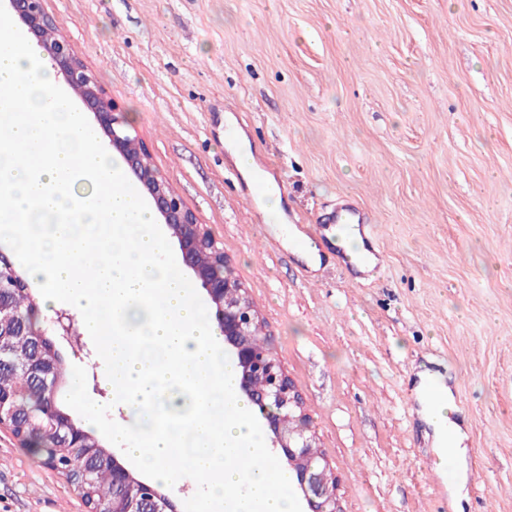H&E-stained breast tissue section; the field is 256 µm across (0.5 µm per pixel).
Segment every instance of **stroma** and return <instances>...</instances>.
<instances>
[{
	"mask_svg": "<svg viewBox=\"0 0 512 512\" xmlns=\"http://www.w3.org/2000/svg\"><path fill=\"white\" fill-rule=\"evenodd\" d=\"M131 134L223 245L302 394L343 512H512V0H45ZM278 173L285 212L342 198L379 271L319 268L248 203L225 130ZM65 376L112 407L91 337ZM447 378L465 481L429 466L416 376ZM0 512H85L0 430Z\"/></svg>",
	"mask_w": 512,
	"mask_h": 512,
	"instance_id": "obj_1",
	"label": "stroma"
}]
</instances>
